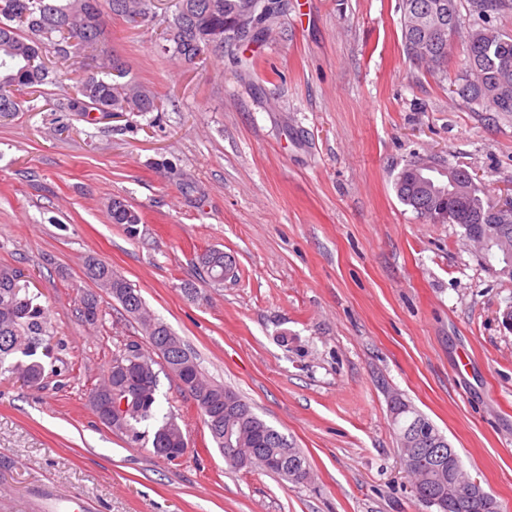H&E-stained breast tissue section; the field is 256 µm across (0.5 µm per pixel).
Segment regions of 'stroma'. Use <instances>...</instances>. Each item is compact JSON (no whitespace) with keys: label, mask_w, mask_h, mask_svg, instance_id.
Here are the masks:
<instances>
[{"label":"stroma","mask_w":512,"mask_h":512,"mask_svg":"<svg viewBox=\"0 0 512 512\" xmlns=\"http://www.w3.org/2000/svg\"><path fill=\"white\" fill-rule=\"evenodd\" d=\"M173 11L154 0L135 27L104 16V48L157 111H70L96 69L85 51L0 120V265L65 344L42 388L0 375V512H434L400 464L397 397L512 512V280L394 189L434 158L512 193V115L451 97L459 54L436 73L406 56L398 0H288L263 41L195 64L157 50ZM115 198L140 214L136 236L111 223ZM212 248L235 262L219 287L198 265ZM91 257L303 451L311 481L230 469L163 371L160 407L191 442L181 460L99 421L91 393L142 333L104 293L100 320L81 319Z\"/></svg>","instance_id":"obj_1"}]
</instances>
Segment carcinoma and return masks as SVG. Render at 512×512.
I'll return each instance as SVG.
<instances>
[{
	"label": "carcinoma",
	"mask_w": 512,
	"mask_h": 512,
	"mask_svg": "<svg viewBox=\"0 0 512 512\" xmlns=\"http://www.w3.org/2000/svg\"><path fill=\"white\" fill-rule=\"evenodd\" d=\"M251 0H175L172 20L162 30L157 47L163 54L192 64L210 49L224 43V24L243 14ZM478 22L465 30L457 26L448 30V15L460 16L458 0H399L402 39L408 56L435 72L448 61L453 49L464 56V66L451 92L466 103L476 104L488 112L512 113V35L492 25V16L512 9V0H471ZM280 0H266L254 10L256 21L267 23L278 17ZM122 17L135 26L151 11V0H0V117L21 111L33 101L42 87L57 80V71L49 67L44 53L68 60L78 49L99 50L104 31V12ZM124 62L107 50H100L98 70L79 79L77 96L70 107L73 112H153L159 108L156 96L128 78ZM459 185L442 184L435 192L422 189L424 178L417 162L406 165L397 175V197L417 217L431 218L448 213V223L465 231H484L495 223V206L480 183L468 171L457 169ZM112 223L125 226L134 237L140 215L121 199L112 200ZM100 274H91L97 287L110 294L135 320L151 348L162 336L172 334L170 327L144 303L139 291L112 267L103 263ZM234 272L230 257L205 270L207 281L224 284V271ZM48 309L39 296L21 285V274L8 266L0 267V373L8 372L30 387H38L45 374L42 357L52 349ZM186 372L170 368L178 380L191 382L195 402L202 413L213 409L224 412V394L233 390L205 380L194 357L183 352ZM139 384V393L129 398V410L117 419L98 415L100 421L115 432L125 434L131 442L151 439L153 454L167 458V449L182 448L185 435H177L171 425L175 418L159 415L158 375L153 364L131 352L124 345L112 360L103 383L94 388L92 401L109 395L121 401L131 382ZM243 411L240 418H224L221 432L210 433L217 447L223 449L226 462L242 469L257 466V457L275 461L268 472L292 480V472L310 470L304 454L288 438L259 418L251 406L236 397ZM397 433L420 425L425 416L410 405L394 403ZM154 423L153 437L140 430L142 424ZM437 457L431 444L417 449L419 472L414 475L419 486L431 494L441 493L433 470Z\"/></svg>",
	"instance_id": "obj_1"
}]
</instances>
